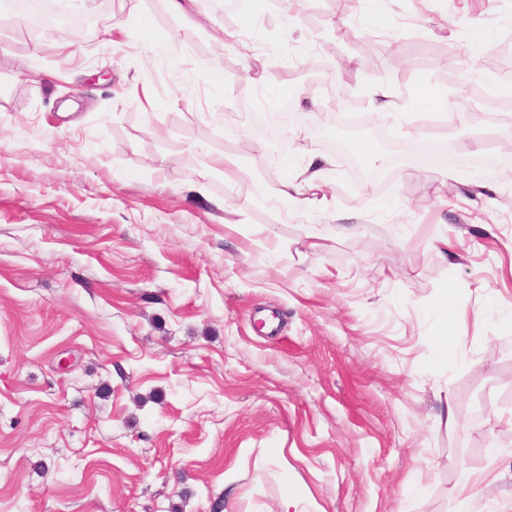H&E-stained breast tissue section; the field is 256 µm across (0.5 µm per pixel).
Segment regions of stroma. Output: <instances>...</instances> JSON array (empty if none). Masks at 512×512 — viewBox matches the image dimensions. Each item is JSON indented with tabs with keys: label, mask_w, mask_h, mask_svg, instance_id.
Segmentation results:
<instances>
[{
	"label": "stroma",
	"mask_w": 512,
	"mask_h": 512,
	"mask_svg": "<svg viewBox=\"0 0 512 512\" xmlns=\"http://www.w3.org/2000/svg\"><path fill=\"white\" fill-rule=\"evenodd\" d=\"M300 3L316 27L275 0H196L189 19L112 0L91 37L32 47L0 13V512H460L469 478L484 512H512V161L486 106L512 0ZM218 26L258 56L211 58ZM347 27L399 51L341 97L314 46L356 56ZM382 76L389 111L370 95ZM286 80L312 114L355 102L376 153L358 164L386 167L385 186L326 146L337 126L248 147L254 106ZM415 80L481 124L416 100ZM424 131L494 163H421L406 146ZM206 150L238 170L203 198ZM313 156L330 161L327 208L285 222L257 204V182ZM233 209L244 223H225ZM444 293L462 317L442 364Z\"/></svg>",
	"instance_id": "35a3bbf8"
}]
</instances>
